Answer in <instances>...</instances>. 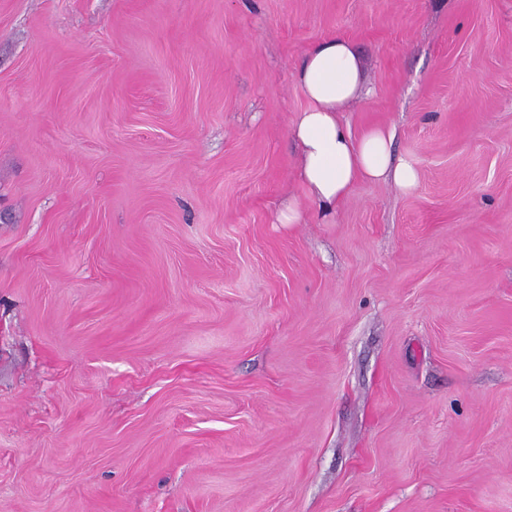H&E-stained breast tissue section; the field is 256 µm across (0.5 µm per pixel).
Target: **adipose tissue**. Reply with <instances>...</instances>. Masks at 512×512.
Listing matches in <instances>:
<instances>
[{"label":"adipose tissue","instance_id":"1","mask_svg":"<svg viewBox=\"0 0 512 512\" xmlns=\"http://www.w3.org/2000/svg\"><path fill=\"white\" fill-rule=\"evenodd\" d=\"M363 69L354 46L332 36L310 47L297 73L307 100L291 127L301 154L299 177L325 220L357 181L389 179L403 192L413 191L419 183L411 162L391 163L390 131L373 128L355 136L341 117L364 93Z\"/></svg>","mask_w":512,"mask_h":512}]
</instances>
